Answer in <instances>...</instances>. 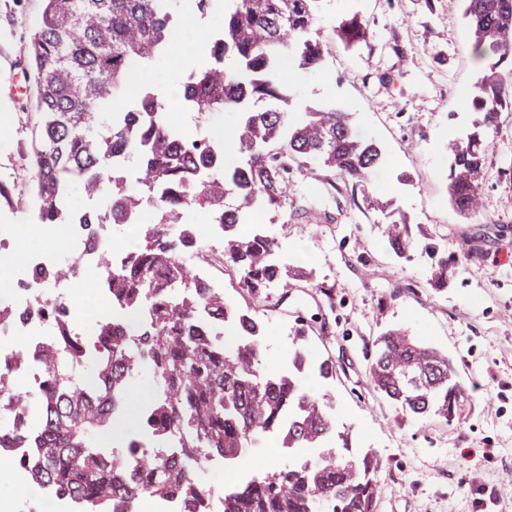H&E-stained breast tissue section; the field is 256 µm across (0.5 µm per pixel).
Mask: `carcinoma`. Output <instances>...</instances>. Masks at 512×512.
Instances as JSON below:
<instances>
[{
  "label": "carcinoma",
  "instance_id": "carcinoma-1",
  "mask_svg": "<svg viewBox=\"0 0 512 512\" xmlns=\"http://www.w3.org/2000/svg\"><path fill=\"white\" fill-rule=\"evenodd\" d=\"M323 0H224V27L209 36L207 67L180 83L186 108L206 116L237 115L235 161H224V138L193 136L175 126L168 103L141 87L144 63L176 49L173 0H43L27 45L37 81L34 111L41 144L26 154L34 170L28 195L0 181V206L32 209L37 224L89 227L138 221L134 249L99 251L103 293L137 315L99 321L94 334L71 329L75 313L52 304L43 314L62 325L51 348L20 349L0 365V414L13 420L0 434V458L13 442L33 452L12 463L33 483L76 512H134L135 499L179 502L178 512H210L196 468L272 439L276 447L319 448L312 460L260 473L224 493L222 512H376L380 459L355 449L351 431L335 427L328 399L301 385L312 367L308 338L298 330L288 347V373L264 367L267 329L254 314L226 304L195 262L203 231L181 223L198 208L224 233L223 264L253 296L288 277L274 262L277 240L254 215L280 205L291 173L309 158L355 183L383 163L380 147L359 135L352 113L311 109L294 118L284 67H322L313 37ZM474 54L486 61L469 95L481 118L449 144L450 195L464 214L480 208L479 177L493 149L498 112L512 107V0H465ZM336 36L347 44L369 37L354 15ZM138 159L137 190L125 176ZM106 205L78 217L73 187ZM396 255L418 243L406 218L386 228ZM76 260L45 276L73 277ZM43 393L31 400L14 386L31 360ZM148 370L155 389L135 414L137 425L118 447L98 448L94 436L124 420L134 376ZM318 376L336 373L323 360ZM376 389L409 417L449 420L465 393L447 355L402 328L375 341L369 367Z\"/></svg>",
  "mask_w": 512,
  "mask_h": 512
}]
</instances>
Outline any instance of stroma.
Returning a JSON list of instances; mask_svg holds the SVG:
<instances>
[{"mask_svg":"<svg viewBox=\"0 0 512 512\" xmlns=\"http://www.w3.org/2000/svg\"><path fill=\"white\" fill-rule=\"evenodd\" d=\"M42 0H0V180L29 192L21 161L32 147L36 80L26 46ZM463 0H324L314 35L326 49L319 70L290 69L292 111L340 104L356 128L384 149L368 184L334 183L319 161L293 173L281 205L261 222L280 245L279 260L304 278L268 288L258 304L233 270L212 264L225 301L254 309L267 328V366L304 323L315 361L336 374L307 379L330 397L338 424L383 460L378 512H512V109L498 116L495 149L482 176L481 214H462L448 192L449 144L477 114L464 104L483 67L472 55ZM359 16L372 32L347 46L336 36ZM393 199L410 226L431 234L448 259V283L430 284L424 248L396 255L386 219L365 197ZM402 325L448 355L466 398L452 421L407 419L376 392L367 371L375 340Z\"/></svg>","mask_w":512,"mask_h":512,"instance_id":"35a3bbf8","label":"stroma"}]
</instances>
